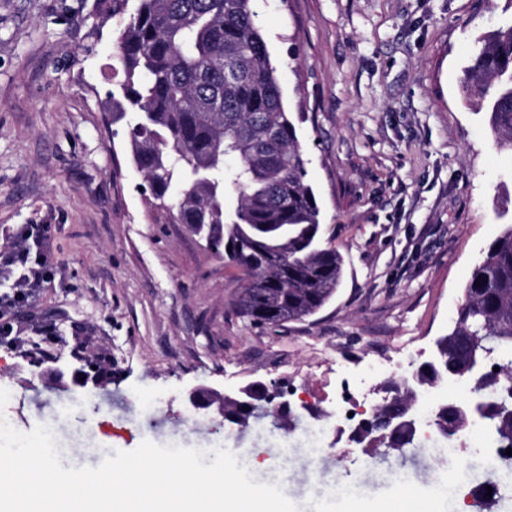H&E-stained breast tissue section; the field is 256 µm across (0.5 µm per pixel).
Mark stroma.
<instances>
[{"mask_svg": "<svg viewBox=\"0 0 512 512\" xmlns=\"http://www.w3.org/2000/svg\"><path fill=\"white\" fill-rule=\"evenodd\" d=\"M106 0H0V243L24 224L50 227L54 278L10 304L18 271L0 270V326L22 322L23 347L0 335V415L27 433L49 425L63 468L98 466L142 441L236 454L254 482L280 485L299 512H379L396 481L431 495L467 462L512 464L485 448L424 446L406 457L310 451L259 418L247 432L190 413L196 386L228 393L254 380L297 386L335 404L346 357L381 386L411 347L428 358L453 328L464 288L512 216V154L498 150L462 88L475 39L512 19V0H256L284 102L302 114L308 181L323 237L345 261L335 298L316 315L256 326L236 315L237 271L185 225L150 208L121 125L108 124L110 67L123 15ZM105 352L95 395L79 392V340ZM53 347L61 374L27 349Z\"/></svg>", "mask_w": 512, "mask_h": 512, "instance_id": "1", "label": "stroma"}]
</instances>
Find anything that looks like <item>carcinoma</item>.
<instances>
[{
	"instance_id": "obj_1",
	"label": "carcinoma",
	"mask_w": 512,
	"mask_h": 512,
	"mask_svg": "<svg viewBox=\"0 0 512 512\" xmlns=\"http://www.w3.org/2000/svg\"><path fill=\"white\" fill-rule=\"evenodd\" d=\"M254 0H136L118 36L108 98L123 123L150 206L184 224L239 271L237 314L256 326L318 313L335 296L344 259L323 240L297 122L284 106ZM466 87L500 147L512 150V20L477 39ZM236 204L226 203L228 197ZM476 330L480 349L512 355V223L489 245L443 338ZM491 443L512 444V397L482 415ZM387 448H418L376 419Z\"/></svg>"
}]
</instances>
